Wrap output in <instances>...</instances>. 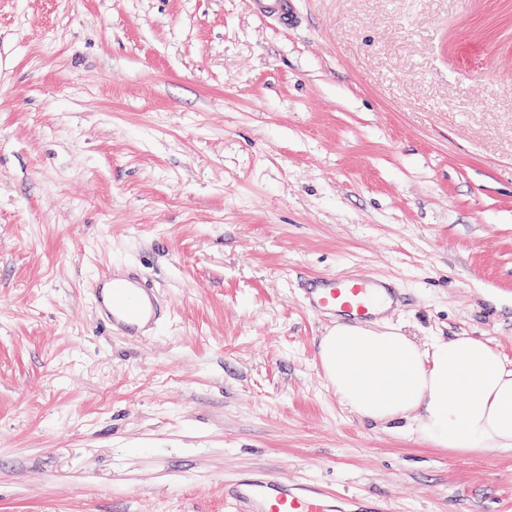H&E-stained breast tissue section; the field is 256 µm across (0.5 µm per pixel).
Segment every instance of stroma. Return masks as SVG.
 I'll return each mask as SVG.
<instances>
[{"label":"stroma","mask_w":512,"mask_h":512,"mask_svg":"<svg viewBox=\"0 0 512 512\" xmlns=\"http://www.w3.org/2000/svg\"><path fill=\"white\" fill-rule=\"evenodd\" d=\"M0 0V512H225L267 469L395 512H512V452L349 412L305 276L512 361V0ZM167 300L108 335L93 286ZM93 293L99 319L118 336L145 338L160 325L168 311L167 302L159 292L132 270L111 267L98 274ZM298 290L314 316L355 325L390 317L405 301L390 282L359 269L311 276Z\"/></svg>","instance_id":"1"}]
</instances>
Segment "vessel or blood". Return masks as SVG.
Listing matches in <instances>:
<instances>
[{
	"label": "vessel or blood",
	"instance_id": "1",
	"mask_svg": "<svg viewBox=\"0 0 512 512\" xmlns=\"http://www.w3.org/2000/svg\"><path fill=\"white\" fill-rule=\"evenodd\" d=\"M95 308L103 324L118 336L144 338L168 311L166 301L132 270L97 275ZM306 310L323 320L365 325L391 316L405 301L387 280L363 270L311 276L299 290ZM230 512H391L386 499L347 495L312 481H288L254 470L224 484Z\"/></svg>",
	"mask_w": 512,
	"mask_h": 512
}]
</instances>
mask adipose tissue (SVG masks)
<instances>
[{
	"label": "adipose tissue",
	"mask_w": 512,
	"mask_h": 512,
	"mask_svg": "<svg viewBox=\"0 0 512 512\" xmlns=\"http://www.w3.org/2000/svg\"><path fill=\"white\" fill-rule=\"evenodd\" d=\"M319 360L361 419L459 454L512 451V361L482 339L424 346L397 327L339 324L322 336Z\"/></svg>",
	"instance_id": "1"
}]
</instances>
